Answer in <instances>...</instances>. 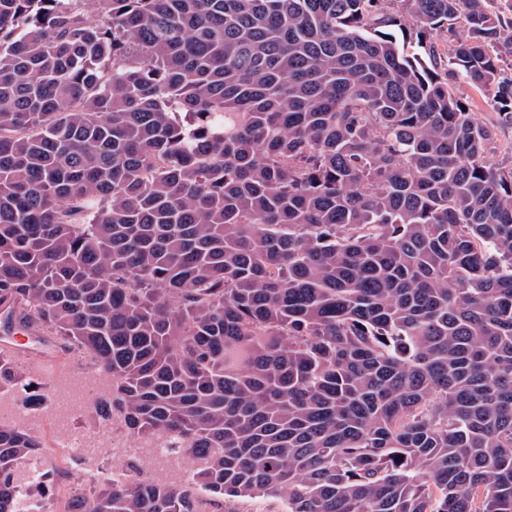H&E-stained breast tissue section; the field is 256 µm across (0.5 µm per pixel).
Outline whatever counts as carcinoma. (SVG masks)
Listing matches in <instances>:
<instances>
[{
	"mask_svg": "<svg viewBox=\"0 0 512 512\" xmlns=\"http://www.w3.org/2000/svg\"><path fill=\"white\" fill-rule=\"evenodd\" d=\"M507 10L0 0V390L80 357L193 464L62 512H512ZM49 451L0 425V512ZM460 97L464 98L472 108V112H477L481 119L485 122L492 121L495 114L490 106L487 96L482 95L479 91L471 88L462 87ZM496 132L497 150L489 154V161L494 164H503V166H510L512 165V128L504 126L498 128Z\"/></svg>",
	"mask_w": 512,
	"mask_h": 512,
	"instance_id": "1",
	"label": "carcinoma"
}]
</instances>
